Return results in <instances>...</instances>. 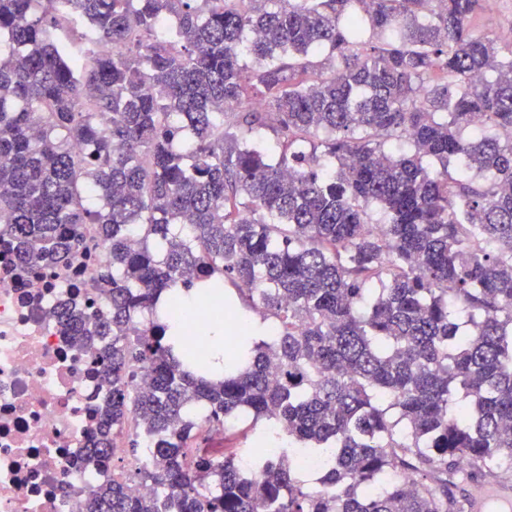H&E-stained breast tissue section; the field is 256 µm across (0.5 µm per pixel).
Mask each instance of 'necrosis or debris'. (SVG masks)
I'll return each instance as SVG.
<instances>
[{
    "mask_svg": "<svg viewBox=\"0 0 512 512\" xmlns=\"http://www.w3.org/2000/svg\"><path fill=\"white\" fill-rule=\"evenodd\" d=\"M103 259L94 224L70 264L38 274L0 243V512H81L80 491L113 476L86 452L112 387L98 350L75 345L58 314L63 302L104 312Z\"/></svg>",
    "mask_w": 512,
    "mask_h": 512,
    "instance_id": "4bbe7bcc",
    "label": "necrosis or debris"
}]
</instances>
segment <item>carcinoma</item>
I'll use <instances>...</instances> for the list:
<instances>
[{
	"label": "carcinoma",
	"mask_w": 512,
	"mask_h": 512,
	"mask_svg": "<svg viewBox=\"0 0 512 512\" xmlns=\"http://www.w3.org/2000/svg\"><path fill=\"white\" fill-rule=\"evenodd\" d=\"M487 5L0 0V236L42 268L99 225L108 313L60 315L112 337L89 459L120 438L154 487L85 512H470L512 471V42ZM196 285L202 336L237 330L219 380L179 324ZM232 413L278 431L201 447Z\"/></svg>",
	"instance_id": "cac0c4a2"
}]
</instances>
